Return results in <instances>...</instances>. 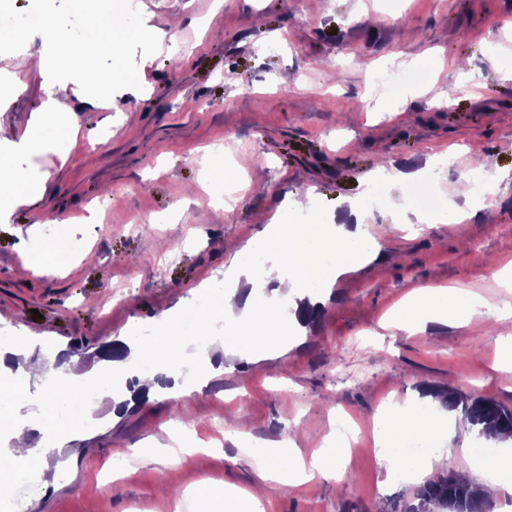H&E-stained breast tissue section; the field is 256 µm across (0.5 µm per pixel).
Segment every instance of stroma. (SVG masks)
<instances>
[{
	"label": "stroma",
	"mask_w": 512,
	"mask_h": 512,
	"mask_svg": "<svg viewBox=\"0 0 512 512\" xmlns=\"http://www.w3.org/2000/svg\"><path fill=\"white\" fill-rule=\"evenodd\" d=\"M40 14L91 49L99 72L121 81L85 87L68 124L41 131V153L13 157L43 179L39 195L0 225V328L27 339L32 360L45 347L71 351L73 371L98 373L101 346L227 288L228 276L269 243L279 227L345 211L366 198L361 183L386 157L434 177L437 205L466 208L454 187L469 154L501 179L489 202L457 224H406L409 186L388 185L387 202L366 211L359 264L332 271L311 298V324L257 342L249 361L225 354L222 334L181 360L183 377L218 366L188 401L160 397L58 436L31 431L45 449L32 460L0 512H220L223 492L250 488L253 448L293 437L303 453L327 448L340 418L356 444L331 473L267 491V512H375L399 507L431 477L425 457L394 456L379 466L377 416L391 402L421 405V384L491 397L512 409V372L500 369L505 324L476 317L463 326L428 323L390 335L385 320L405 312L413 287L450 286L458 303L512 304L489 276L512 262V0H407L398 19H380L377 0H0V140L35 120L45 85L80 84L81 58L67 70L32 72L21 60L46 51L27 18ZM98 16L116 21V49L96 45ZM152 27L158 40L138 38ZM426 63L433 76L398 98L372 94L376 72ZM237 72L235 85L225 71ZM24 93H15L17 82ZM453 106L431 105L432 95ZM107 96L111 107L96 106ZM456 148L448 166L429 157ZM229 179L207 173L214 149ZM234 194L232 208L223 205ZM60 219L64 253L28 237L42 216ZM54 261L48 276H20L24 258ZM441 443L450 470L482 482L492 472L486 440L458 415ZM180 450L171 464L166 449ZM124 479H115L116 471Z\"/></svg>",
	"instance_id": "35a3bbf8"
}]
</instances>
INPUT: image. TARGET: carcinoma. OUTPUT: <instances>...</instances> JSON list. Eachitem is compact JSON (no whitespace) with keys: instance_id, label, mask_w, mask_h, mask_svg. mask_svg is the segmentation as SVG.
<instances>
[{"instance_id":"cac0c4a2","label":"carcinoma","mask_w":512,"mask_h":512,"mask_svg":"<svg viewBox=\"0 0 512 512\" xmlns=\"http://www.w3.org/2000/svg\"><path fill=\"white\" fill-rule=\"evenodd\" d=\"M443 406L456 412L479 436L502 439L512 436V410L500 402L478 395H464L452 388L436 391ZM490 499L483 486L448 471L426 480L414 502L401 512H489Z\"/></svg>"}]
</instances>
